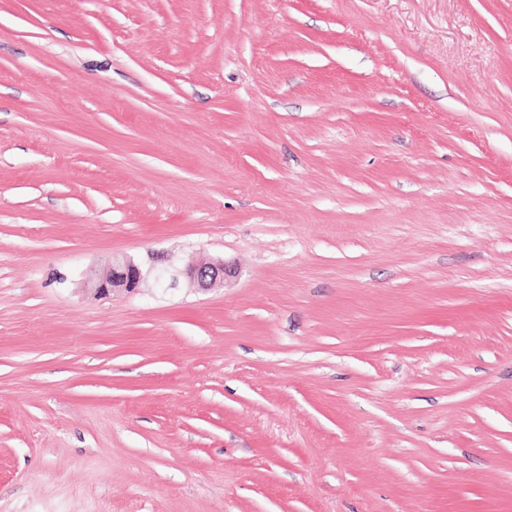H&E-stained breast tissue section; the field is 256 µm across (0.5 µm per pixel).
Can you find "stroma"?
I'll return each mask as SVG.
<instances>
[{
	"label": "stroma",
	"mask_w": 512,
	"mask_h": 512,
	"mask_svg": "<svg viewBox=\"0 0 512 512\" xmlns=\"http://www.w3.org/2000/svg\"><path fill=\"white\" fill-rule=\"evenodd\" d=\"M0 512H512V0H0ZM140 267L127 257H116L112 261L109 274L98 277L88 274L86 283L99 295H110L116 292H133L143 281ZM184 274L194 286L206 290L217 284L224 285L226 280L236 276L237 268L224 260L198 262L190 259L185 265Z\"/></svg>",
	"instance_id": "obj_1"
}]
</instances>
